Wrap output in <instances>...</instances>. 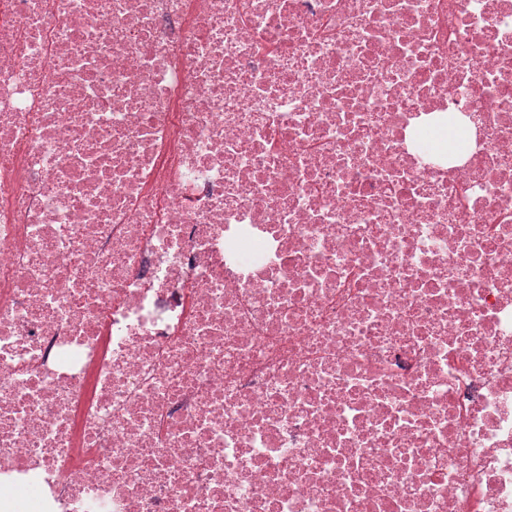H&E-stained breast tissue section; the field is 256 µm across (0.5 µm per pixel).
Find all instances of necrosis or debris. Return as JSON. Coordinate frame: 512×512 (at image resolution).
Segmentation results:
<instances>
[{"mask_svg": "<svg viewBox=\"0 0 512 512\" xmlns=\"http://www.w3.org/2000/svg\"><path fill=\"white\" fill-rule=\"evenodd\" d=\"M19 485L512 512V0H0Z\"/></svg>", "mask_w": 512, "mask_h": 512, "instance_id": "4bbe7bcc", "label": "necrosis or debris"}]
</instances>
